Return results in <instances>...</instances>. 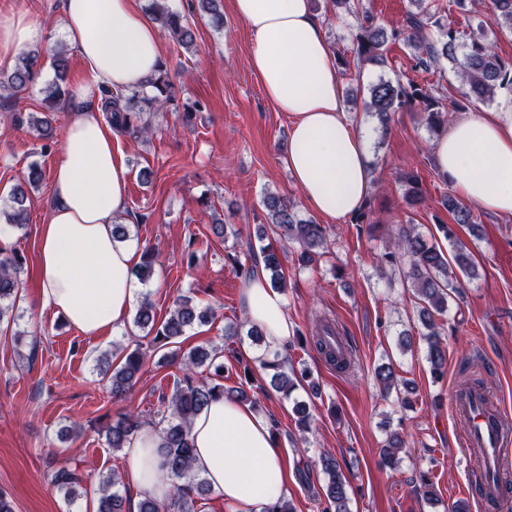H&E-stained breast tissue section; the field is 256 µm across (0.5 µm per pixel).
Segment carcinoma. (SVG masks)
<instances>
[{
  "label": "carcinoma",
  "mask_w": 512,
  "mask_h": 512,
  "mask_svg": "<svg viewBox=\"0 0 512 512\" xmlns=\"http://www.w3.org/2000/svg\"><path fill=\"white\" fill-rule=\"evenodd\" d=\"M334 10L344 11L354 18L352 41L356 47L355 57L348 60L344 55H336V64L344 70L351 67L361 69L364 63H385V51L388 44H405L414 50L413 68L428 72L443 61L448 62L460 79L461 99L442 98L428 88L412 80L404 81L398 77L382 76L369 82L366 110L376 113L382 121L389 114L400 110L418 109L426 126L435 132L448 126L451 108L461 104L473 105L485 103L494 98L496 91L512 90V60L503 59L496 51L495 42L489 40L484 26L470 30L466 36L444 22L447 14L455 11L463 18L471 13V0H410L415 10L407 13L403 24L385 28L376 23L373 14L353 0H332ZM152 19L170 33L178 45L189 47L194 41L193 29L188 20L152 0L149 6ZM492 24L512 30V0H492ZM38 55H30L23 65L16 68L7 78L0 79V91L12 97L27 89L36 76L35 66ZM55 81L47 88V97L54 100L64 94L62 84L65 81L67 63L60 50L52 53ZM147 88L130 94L111 89L103 90L106 119L113 130L120 134H134L146 131L139 125L141 112L136 110L137 102L156 108L163 107L171 100L168 72L164 67L146 80ZM401 181L405 185V197L409 204L422 202V190L418 175L404 172ZM14 212L6 215L11 226L21 229L26 223L23 217L26 196L22 187L17 186L11 192ZM263 205L271 218V224H259L255 237L261 246L248 243L246 252L231 257L238 274L246 281L263 271L270 272V284L277 289L285 288L280 276V259L277 251L264 243L269 238L268 229L288 240L297 248L298 262L308 267L327 253L324 229L311 220L301 219L294 211L291 202L267 195ZM443 207L452 215L453 223L439 225V232L451 247L447 254L440 246L428 244L412 227H400L394 241L388 245L380 262L399 272L401 281L411 288L417 300L418 319L427 330L426 360L431 374L441 379L447 373V353L442 342L441 328L435 322V315L445 312L448 298L457 289V273L474 276L475 264L469 248L457 237L455 226L468 225L476 230L477 225L470 207L461 199L446 195L442 199ZM22 259L14 253L0 250V321L14 310L22 286ZM207 322V314L198 310L191 297L182 295L176 298L169 317L159 320L153 307L142 302L134 317V325L145 335L152 337L155 349H161L177 343L187 330ZM310 346L321 355L326 364L338 373L346 372L353 363V347L347 337L341 335L336 325L329 321H320ZM146 361V352L140 347L123 349L119 353L106 352L98 359L101 373L108 377L112 395L120 397L132 388L140 378ZM247 376L245 383L226 388L224 379V352L217 347L196 346L189 350L182 363V377L174 382L169 399V414L161 416L155 422L138 412H128L105 427V439L108 447L121 450L130 438L141 428L153 426L162 431L164 444L161 451L167 476L173 482L174 494L165 503L145 497L138 502L137 512H197L198 499L210 492L207 483L197 477L192 469L193 448L190 438V426L193 419L208 405L214 394L228 395L243 403L255 401L254 385L248 378L250 364L237 360ZM263 368L271 371V388L289 397L301 380L308 377V371L287 372L284 360L278 351H269L261 359ZM206 371V378H198V369ZM376 378L383 393L394 391L401 401L410 400L414 393L411 382L397 376L390 364H382L376 370ZM259 390H265L260 384ZM403 434L397 430L390 432L381 449L386 465L395 466L399 454L405 451ZM322 467L328 475L324 489L325 506L323 512H349L343 472L330 456L321 457ZM46 478L56 492L71 502L87 492L85 476L77 466L54 458L47 463ZM117 477L108 474L99 480L96 499V512H126L125 500L113 487Z\"/></svg>",
  "instance_id": "1"
}]
</instances>
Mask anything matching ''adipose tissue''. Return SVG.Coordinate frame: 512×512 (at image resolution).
I'll return each instance as SVG.
<instances>
[{"instance_id": "ef3b65f1", "label": "adipose tissue", "mask_w": 512, "mask_h": 512, "mask_svg": "<svg viewBox=\"0 0 512 512\" xmlns=\"http://www.w3.org/2000/svg\"><path fill=\"white\" fill-rule=\"evenodd\" d=\"M253 35L249 65L265 96L288 113L284 163L309 208L328 220L358 210L371 189L366 137L344 116L336 55L310 0H232ZM62 33L88 78L72 95L84 106L68 123L52 175L54 205L39 230V302L86 336L124 326L141 292L135 240H115L129 170L113 147L115 132L92 101L99 88L139 90L163 54L138 0H63ZM45 33L26 13L0 16V60ZM436 170L471 205L512 216V102L455 116L431 143ZM241 302L273 348L293 334L282 292L266 277L246 282ZM194 472L235 512H260L288 494V468L267 422L251 407L218 395L194 419ZM161 432L146 427L125 448L140 497L173 492L161 467Z\"/></svg>"}]
</instances>
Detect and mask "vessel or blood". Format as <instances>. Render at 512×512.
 <instances>
[{
    "label": "vessel or blood",
    "mask_w": 512,
    "mask_h": 512,
    "mask_svg": "<svg viewBox=\"0 0 512 512\" xmlns=\"http://www.w3.org/2000/svg\"><path fill=\"white\" fill-rule=\"evenodd\" d=\"M490 396L479 388L454 398V410L464 420L460 444L475 448L483 459V504L486 512H497L505 492L496 479L512 468V425L502 415H491Z\"/></svg>",
    "instance_id": "1"
}]
</instances>
